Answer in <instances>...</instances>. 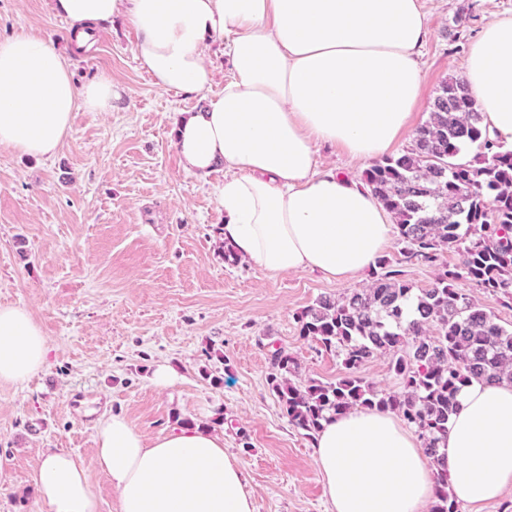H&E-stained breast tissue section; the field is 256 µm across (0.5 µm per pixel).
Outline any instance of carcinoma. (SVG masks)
<instances>
[{
  "label": "carcinoma",
  "instance_id": "cac0c4a2",
  "mask_svg": "<svg viewBox=\"0 0 512 512\" xmlns=\"http://www.w3.org/2000/svg\"><path fill=\"white\" fill-rule=\"evenodd\" d=\"M481 121L464 82L452 78L411 146L364 172L394 218L403 259L439 263L433 283L415 287L382 256L371 287L321 297L297 316L302 338L340 357L346 375L334 383L294 381L298 363L283 348L269 358L268 385L310 439L329 417L356 408L390 411L412 426L438 466L430 512H461L438 455L460 390L472 379L512 382V329L454 288L467 280L490 297H512V150L484 137ZM467 148L473 159L462 161ZM447 250L459 261L441 263ZM377 356L387 357L401 390H378L360 375Z\"/></svg>",
  "mask_w": 512,
  "mask_h": 512
}]
</instances>
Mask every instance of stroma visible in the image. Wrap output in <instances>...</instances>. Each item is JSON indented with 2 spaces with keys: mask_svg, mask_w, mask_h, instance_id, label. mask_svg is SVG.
<instances>
[{
  "mask_svg": "<svg viewBox=\"0 0 512 512\" xmlns=\"http://www.w3.org/2000/svg\"><path fill=\"white\" fill-rule=\"evenodd\" d=\"M422 4L429 35L417 56V126L442 83L461 76L486 20L512 17V0ZM67 28L53 0H0V41L33 32L70 54ZM137 38L119 18L92 51L70 54L77 85L111 78L112 109L74 112L55 156L0 147V304L27 308L50 345L26 384L0 383V512H38L33 475L48 448L89 464L101 512H118L93 466L96 423L112 412L149 439L179 425L223 431L255 512H329L313 442L284 416L268 357L282 347L302 378H340V358L303 339L296 315L319 297L367 288L372 274L270 277L225 261L216 232L224 175L189 172L171 133L197 100L155 85L134 55ZM161 364L175 374L166 388L154 383Z\"/></svg>",
  "mask_w": 512,
  "mask_h": 512,
  "instance_id": "obj_1",
  "label": "stroma"
}]
</instances>
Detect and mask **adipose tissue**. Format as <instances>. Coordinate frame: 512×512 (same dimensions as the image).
<instances>
[{
	"instance_id": "1",
	"label": "adipose tissue",
	"mask_w": 512,
	"mask_h": 512,
	"mask_svg": "<svg viewBox=\"0 0 512 512\" xmlns=\"http://www.w3.org/2000/svg\"><path fill=\"white\" fill-rule=\"evenodd\" d=\"M54 9L78 48L124 17L155 84L197 95L200 108L175 120V147L195 174L223 170L218 234L237 257L272 277L310 270L346 280L389 247V211L351 175L320 168L317 153L330 143L374 160L408 130L428 35L421 0H54ZM217 41L230 65L218 91L207 59ZM463 80L483 130L512 149L511 17L485 22ZM80 108L110 111L111 80L77 85L68 57L44 36L0 41V147L53 157ZM47 353L29 310L0 305V382H27ZM95 444L119 512H254L223 434L179 425L150 440L112 413L98 420ZM313 446L332 512H428L437 468L397 415L331 417ZM439 452L457 500L488 502L511 488L512 383L462 387ZM34 484L40 512H100L86 464L69 451L43 452Z\"/></svg>"
}]
</instances>
